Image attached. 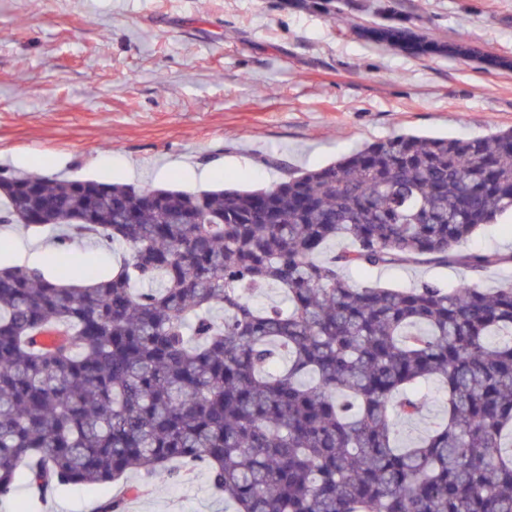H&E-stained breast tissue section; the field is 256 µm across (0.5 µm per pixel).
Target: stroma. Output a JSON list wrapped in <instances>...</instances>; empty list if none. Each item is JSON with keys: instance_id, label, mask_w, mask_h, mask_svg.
<instances>
[{"instance_id": "obj_1", "label": "stroma", "mask_w": 512, "mask_h": 512, "mask_svg": "<svg viewBox=\"0 0 512 512\" xmlns=\"http://www.w3.org/2000/svg\"><path fill=\"white\" fill-rule=\"evenodd\" d=\"M282 0H0V170H46L138 188L190 192L269 187L400 133L489 136L512 127V69L479 60L415 57L362 35L377 23L414 25L431 40L467 38L512 59V0H340L328 16ZM213 170L205 182L195 174ZM62 229L23 228L0 242L55 247L45 275L92 255L111 276L121 250L94 238L61 244ZM460 252L508 263L480 274L419 263L345 271L371 281L443 288L478 278L512 282V214L483 226ZM126 496V512H235L199 467L181 483L133 472L100 487L32 494L18 485L0 512H95Z\"/></svg>"}]
</instances>
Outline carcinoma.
Masks as SVG:
<instances>
[{
    "instance_id": "1",
    "label": "carcinoma",
    "mask_w": 512,
    "mask_h": 512,
    "mask_svg": "<svg viewBox=\"0 0 512 512\" xmlns=\"http://www.w3.org/2000/svg\"><path fill=\"white\" fill-rule=\"evenodd\" d=\"M0 198L1 224L127 249L79 284L0 269V498L201 464L236 512H512V284L343 276L512 262L457 252L512 210L511 128L398 134L266 189L0 172ZM337 238L353 249L319 259ZM269 287L287 309L253 304ZM429 379L447 416L402 448Z\"/></svg>"
}]
</instances>
